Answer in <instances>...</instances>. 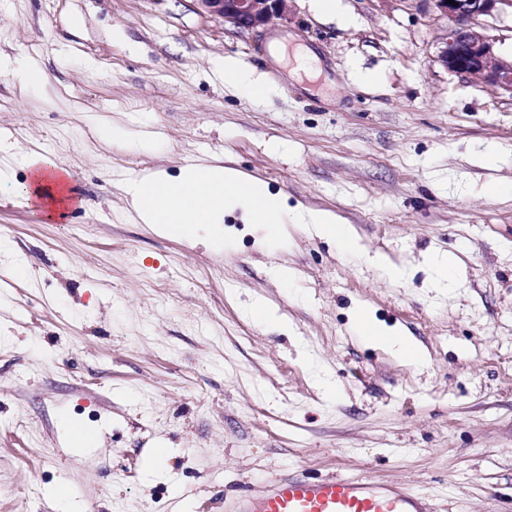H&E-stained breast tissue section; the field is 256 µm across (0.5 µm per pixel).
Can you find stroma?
I'll list each match as a JSON object with an SVG mask.
<instances>
[{"label": "stroma", "mask_w": 512, "mask_h": 512, "mask_svg": "<svg viewBox=\"0 0 512 512\" xmlns=\"http://www.w3.org/2000/svg\"><path fill=\"white\" fill-rule=\"evenodd\" d=\"M340 7L350 24L289 0L257 33L193 0H0V56L47 76L0 73V512H59V486L82 512H232L296 475L512 512V97L438 62L432 0ZM276 34L316 54L315 77L271 54ZM224 58L266 96L226 84ZM112 125L159 146L102 137ZM22 151L62 162L78 205L21 202ZM216 158L333 213L359 251L298 224L269 242L236 210L217 253L129 213L130 175ZM436 252L462 261L445 288ZM360 310L424 363L364 343ZM0 67L18 76V78L30 87L38 88L45 84L46 78L41 69L25 63L20 58L10 59L9 57L0 59Z\"/></svg>", "instance_id": "obj_1"}]
</instances>
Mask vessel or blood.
<instances>
[{
  "mask_svg": "<svg viewBox=\"0 0 512 512\" xmlns=\"http://www.w3.org/2000/svg\"><path fill=\"white\" fill-rule=\"evenodd\" d=\"M236 512H426L422 497L401 484L363 478L270 480L263 490L241 493Z\"/></svg>",
  "mask_w": 512,
  "mask_h": 512,
  "instance_id": "obj_1",
  "label": "vessel or blood"
}]
</instances>
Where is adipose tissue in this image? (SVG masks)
<instances>
[{
  "instance_id": "ef3b65f1",
  "label": "adipose tissue",
  "mask_w": 512,
  "mask_h": 512,
  "mask_svg": "<svg viewBox=\"0 0 512 512\" xmlns=\"http://www.w3.org/2000/svg\"><path fill=\"white\" fill-rule=\"evenodd\" d=\"M29 180L18 196L56 211L74 203L69 171L51 156L31 152L22 159ZM128 203L144 224L158 225L171 236H184L194 229H210V241L221 246L225 212L244 210L252 223L265 225L268 235H277L289 220L284 203L259 182L241 171L218 164L184 168L172 179L160 172H145L125 188Z\"/></svg>"
}]
</instances>
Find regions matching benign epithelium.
I'll return each mask as SVG.
<instances>
[{"label": "benign epithelium", "mask_w": 512, "mask_h": 512, "mask_svg": "<svg viewBox=\"0 0 512 512\" xmlns=\"http://www.w3.org/2000/svg\"><path fill=\"white\" fill-rule=\"evenodd\" d=\"M197 10L213 19L246 30L264 29L288 19V0H194ZM448 18L438 61L448 71L476 77L512 96V59L496 53V41L487 35L479 18L498 6L512 8V0H433Z\"/></svg>", "instance_id": "benign-epithelium-1"}]
</instances>
